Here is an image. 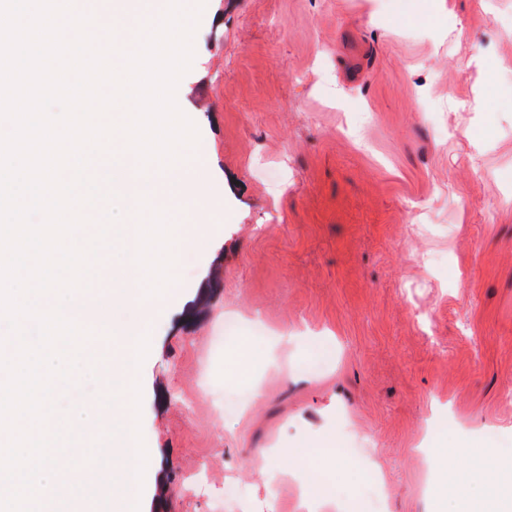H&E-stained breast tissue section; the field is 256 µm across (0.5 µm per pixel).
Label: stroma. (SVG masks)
I'll return each instance as SVG.
<instances>
[{
  "label": "stroma",
  "mask_w": 512,
  "mask_h": 512,
  "mask_svg": "<svg viewBox=\"0 0 512 512\" xmlns=\"http://www.w3.org/2000/svg\"><path fill=\"white\" fill-rule=\"evenodd\" d=\"M193 44L176 99L224 232L148 326L142 512H326L307 461L335 512L371 474L381 512H460L447 474L481 497L512 462V0H205ZM55 404L110 410L91 379Z\"/></svg>",
  "instance_id": "obj_1"
}]
</instances>
